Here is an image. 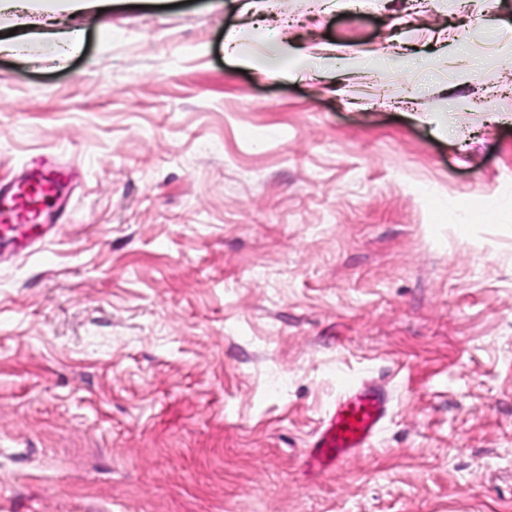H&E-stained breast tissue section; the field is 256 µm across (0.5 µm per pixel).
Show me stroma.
I'll use <instances>...</instances> for the list:
<instances>
[{
  "instance_id": "stroma-1",
  "label": "stroma",
  "mask_w": 512,
  "mask_h": 512,
  "mask_svg": "<svg viewBox=\"0 0 512 512\" xmlns=\"http://www.w3.org/2000/svg\"><path fill=\"white\" fill-rule=\"evenodd\" d=\"M242 2L0 54V181L77 171L0 256V512H512V0H264L365 61L299 82ZM348 379L392 417L309 472Z\"/></svg>"
}]
</instances>
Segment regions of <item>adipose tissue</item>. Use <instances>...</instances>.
<instances>
[{
    "label": "adipose tissue",
    "mask_w": 512,
    "mask_h": 512,
    "mask_svg": "<svg viewBox=\"0 0 512 512\" xmlns=\"http://www.w3.org/2000/svg\"><path fill=\"white\" fill-rule=\"evenodd\" d=\"M107 0H0V14L28 16L35 18L43 31L42 38L50 39L57 28H65L71 15H84L101 9ZM263 27L276 44L277 53L273 58L254 59L242 55L237 32H229L224 38V47L238 62L263 70L268 78H288L303 73L315 74L335 68L336 58L326 55L316 59L307 57L298 50L289 48L288 41L281 35L280 24L264 18Z\"/></svg>",
    "instance_id": "adipose-tissue-1"
}]
</instances>
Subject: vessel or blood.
<instances>
[{"instance_id":"obj_1","label":"vessel or blood","mask_w":512,"mask_h":512,"mask_svg":"<svg viewBox=\"0 0 512 512\" xmlns=\"http://www.w3.org/2000/svg\"><path fill=\"white\" fill-rule=\"evenodd\" d=\"M69 168L46 160L20 181L0 184V247H23L28 241L47 243L55 225L67 220L54 209ZM387 388L368 382H348L321 418L307 448L309 471L330 472L372 447L390 415Z\"/></svg>"}]
</instances>
